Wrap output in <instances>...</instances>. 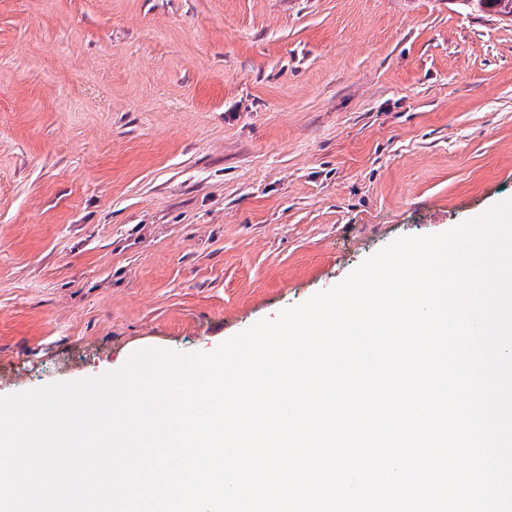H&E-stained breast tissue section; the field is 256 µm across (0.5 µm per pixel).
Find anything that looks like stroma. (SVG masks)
<instances>
[{"label":"stroma","instance_id":"obj_1","mask_svg":"<svg viewBox=\"0 0 512 512\" xmlns=\"http://www.w3.org/2000/svg\"><path fill=\"white\" fill-rule=\"evenodd\" d=\"M512 201V21L0 0V397L210 352Z\"/></svg>","mask_w":512,"mask_h":512}]
</instances>
